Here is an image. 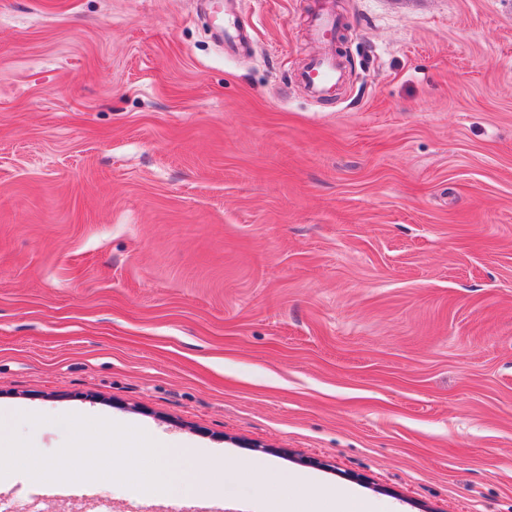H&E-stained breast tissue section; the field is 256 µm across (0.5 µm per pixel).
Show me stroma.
Masks as SVG:
<instances>
[{
  "label": "stroma",
  "instance_id": "35a3bbf8",
  "mask_svg": "<svg viewBox=\"0 0 512 512\" xmlns=\"http://www.w3.org/2000/svg\"><path fill=\"white\" fill-rule=\"evenodd\" d=\"M205 4L0 0V501L512 512V0H335L321 102L319 0ZM313 38L324 46L323 52L310 58L301 74V79L314 97L330 100L334 97L341 72L336 63V53L329 49L335 44L336 18L328 11L318 12L312 24ZM223 469L225 474L231 472L243 476L249 475L253 484L260 490L279 478L275 469L266 467L263 470H257L254 464L247 460L225 461Z\"/></svg>",
  "mask_w": 512,
  "mask_h": 512
}]
</instances>
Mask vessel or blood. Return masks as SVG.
<instances>
[{
  "label": "vessel or blood",
  "instance_id": "obj_1",
  "mask_svg": "<svg viewBox=\"0 0 512 512\" xmlns=\"http://www.w3.org/2000/svg\"><path fill=\"white\" fill-rule=\"evenodd\" d=\"M312 36L323 45L324 50L320 55L310 58L301 79L311 95L329 100L333 98L336 85L341 79L333 49L336 36L335 16L324 10L318 12L312 24Z\"/></svg>",
  "mask_w": 512,
  "mask_h": 512
}]
</instances>
